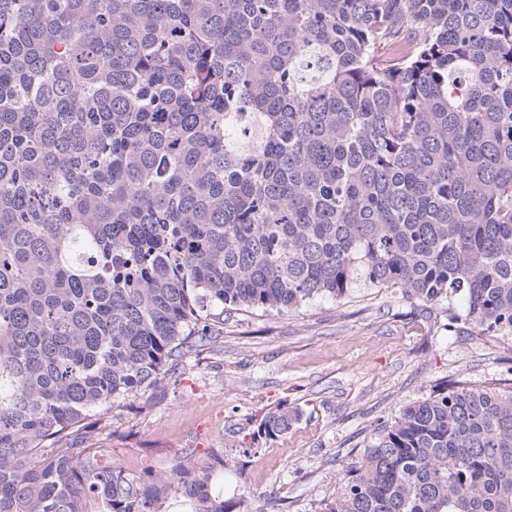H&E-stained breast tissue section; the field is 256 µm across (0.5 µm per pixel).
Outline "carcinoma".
Returning a JSON list of instances; mask_svg holds the SVG:
<instances>
[{"mask_svg":"<svg viewBox=\"0 0 512 512\" xmlns=\"http://www.w3.org/2000/svg\"><path fill=\"white\" fill-rule=\"evenodd\" d=\"M357 288L512 338V0H0V512H241L99 416ZM322 512H512V393L401 407Z\"/></svg>","mask_w":512,"mask_h":512,"instance_id":"1","label":"carcinoma"}]
</instances>
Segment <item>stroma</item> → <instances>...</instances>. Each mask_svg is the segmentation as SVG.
<instances>
[{
  "instance_id": "35a3bbf8",
  "label": "stroma",
  "mask_w": 512,
  "mask_h": 512,
  "mask_svg": "<svg viewBox=\"0 0 512 512\" xmlns=\"http://www.w3.org/2000/svg\"><path fill=\"white\" fill-rule=\"evenodd\" d=\"M446 324L390 288L289 316L234 315L215 342L142 392L143 411L110 410L104 444L128 473L151 478L168 476L185 452L220 448L224 497L248 494L265 512H319L374 429L431 387L458 378L512 391V342L452 336ZM284 407L299 420L252 452L258 423Z\"/></svg>"
}]
</instances>
